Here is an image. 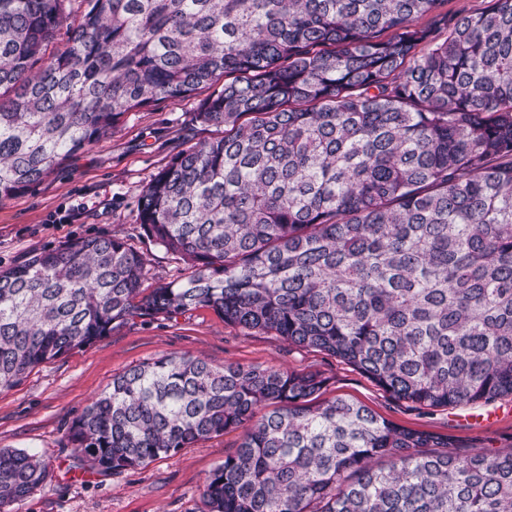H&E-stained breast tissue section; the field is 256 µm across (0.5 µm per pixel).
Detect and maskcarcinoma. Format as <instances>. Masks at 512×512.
<instances>
[{
    "label": "carcinoma",
    "mask_w": 512,
    "mask_h": 512,
    "mask_svg": "<svg viewBox=\"0 0 512 512\" xmlns=\"http://www.w3.org/2000/svg\"><path fill=\"white\" fill-rule=\"evenodd\" d=\"M70 2L0 0L1 201L164 99L217 87L194 120L224 135L141 195L185 280L145 291L146 257L116 235L0 269V390L130 317L205 307L420 408L512 397V0L428 25L438 0ZM326 384L165 355L113 378L68 440L121 472L243 430L208 512H512V448L462 457L319 400ZM46 479L38 454L0 449V512Z\"/></svg>",
    "instance_id": "1"
}]
</instances>
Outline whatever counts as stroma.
Here are the masks:
<instances>
[{"mask_svg": "<svg viewBox=\"0 0 512 512\" xmlns=\"http://www.w3.org/2000/svg\"><path fill=\"white\" fill-rule=\"evenodd\" d=\"M201 102L195 95L127 112L114 132L71 156L29 191L0 201V268L80 237L115 234L146 256L144 288L188 276L182 260L144 236L139 202L154 175L178 152L220 137V130L193 122ZM171 353L199 356L216 366L236 362L319 372L328 379L324 399L357 401L397 425L450 435L460 454L512 447V398L417 408L395 401L334 357L225 323L198 308L171 318H129L110 335L35 368L17 387L0 390V448L36 452L48 466L46 483L12 504V512H206L204 482L235 453L241 431L113 473L91 469L68 442L73 419L114 377Z\"/></svg>", "mask_w": 512, "mask_h": 512, "instance_id": "35a3bbf8", "label": "stroma"}]
</instances>
